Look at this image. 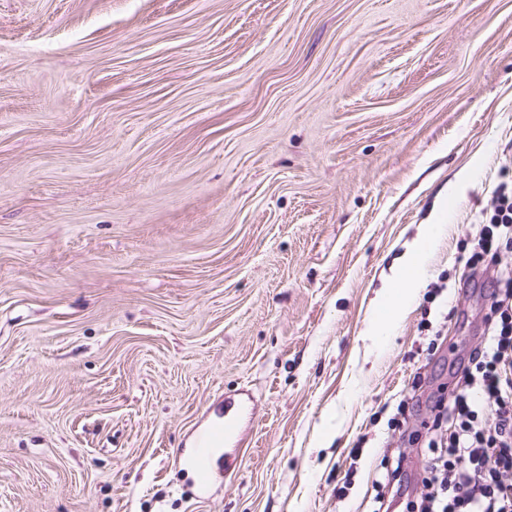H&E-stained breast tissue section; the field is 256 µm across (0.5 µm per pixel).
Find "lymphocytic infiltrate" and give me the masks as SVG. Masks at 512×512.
<instances>
[{"mask_svg":"<svg viewBox=\"0 0 512 512\" xmlns=\"http://www.w3.org/2000/svg\"><path fill=\"white\" fill-rule=\"evenodd\" d=\"M505 251L512 252V188L503 185L466 261L491 283L482 340L424 425L423 490L408 500L411 477L395 461L372 480L373 512H391L402 497L407 512H512V275L502 268Z\"/></svg>","mask_w":512,"mask_h":512,"instance_id":"obj_1","label":"lymphocytic infiltrate"}]
</instances>
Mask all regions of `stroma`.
Returning <instances> with one entry per match:
<instances>
[{"label": "stroma", "instance_id": "35a3bbf8", "mask_svg": "<svg viewBox=\"0 0 512 512\" xmlns=\"http://www.w3.org/2000/svg\"><path fill=\"white\" fill-rule=\"evenodd\" d=\"M502 184L512 0H0V512H371L398 447L420 492L388 421L480 342ZM440 227L441 225L436 223L424 225L422 235L405 254L403 262L387 286L385 293L387 310L384 321L391 322L396 313L416 295L422 278L423 246L437 236ZM247 409L242 402H239L235 408L234 404L231 406L229 402L224 413V423H216L198 436L191 464L197 473L201 490L205 491L213 480L218 449L223 444L225 447L230 441L237 440L239 433L237 417Z\"/></svg>", "mask_w": 512, "mask_h": 512}]
</instances>
